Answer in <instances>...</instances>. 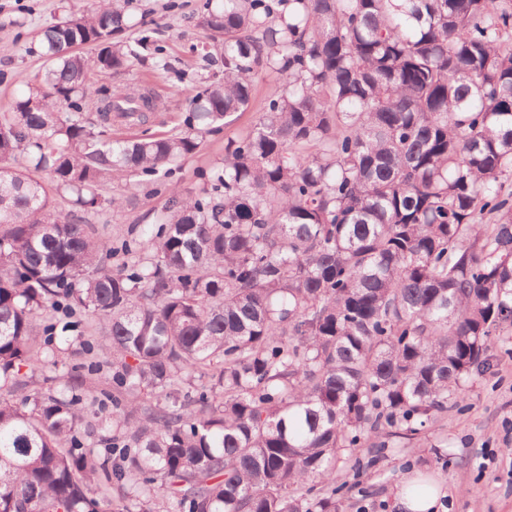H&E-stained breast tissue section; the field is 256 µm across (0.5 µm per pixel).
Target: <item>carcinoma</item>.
<instances>
[{"label": "carcinoma", "mask_w": 512, "mask_h": 512, "mask_svg": "<svg viewBox=\"0 0 512 512\" xmlns=\"http://www.w3.org/2000/svg\"><path fill=\"white\" fill-rule=\"evenodd\" d=\"M201 26L224 74L178 133L112 138L156 94L89 81L155 54L125 0L42 28L0 112V389L77 327L112 359L95 426L97 361L0 397V512H336L356 450L437 422L512 328V9L206 0ZM261 76L254 125L155 225L105 251L74 220L161 182Z\"/></svg>", "instance_id": "1"}]
</instances>
